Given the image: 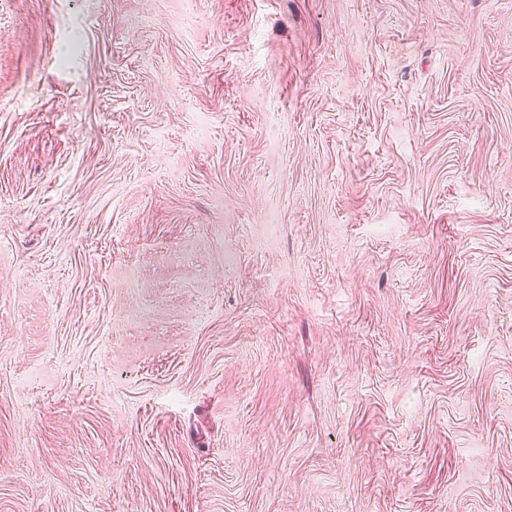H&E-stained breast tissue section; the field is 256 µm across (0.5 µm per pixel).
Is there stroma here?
Masks as SVG:
<instances>
[{
  "mask_svg": "<svg viewBox=\"0 0 512 512\" xmlns=\"http://www.w3.org/2000/svg\"><path fill=\"white\" fill-rule=\"evenodd\" d=\"M0 512H512V0H0Z\"/></svg>",
  "mask_w": 512,
  "mask_h": 512,
  "instance_id": "obj_1",
  "label": "stroma"
}]
</instances>
